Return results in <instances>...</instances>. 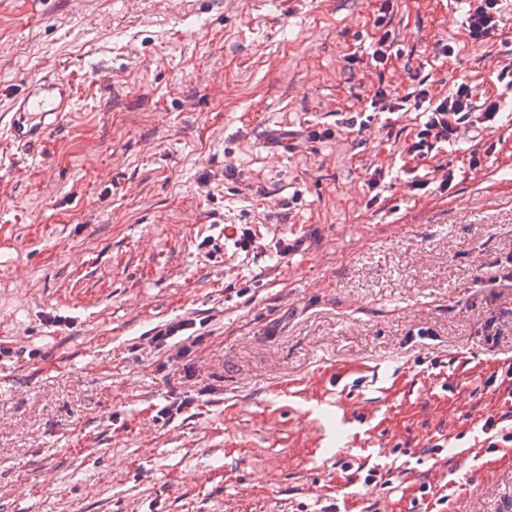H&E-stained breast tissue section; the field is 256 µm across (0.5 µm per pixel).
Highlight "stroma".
I'll return each instance as SVG.
<instances>
[{
  "label": "stroma",
  "instance_id": "1",
  "mask_svg": "<svg viewBox=\"0 0 512 512\" xmlns=\"http://www.w3.org/2000/svg\"><path fill=\"white\" fill-rule=\"evenodd\" d=\"M380 7L0 0V120L33 78L77 93L35 151L0 138V512H410L424 481L441 512H512V448L481 432L501 403L465 384L512 363V288L481 286L512 255V0L481 43L460 0H396L397 57L346 72ZM422 78L505 114L482 167L468 138L419 162L451 165L443 194L401 171L414 113L336 127ZM185 319L201 337L177 360L150 338ZM343 460L393 468L390 499ZM374 165L370 168H367V178L365 180L364 185L366 186L367 193L369 196L368 205L375 206L380 200L382 192L385 188V178L388 175L389 171H386L383 167H378Z\"/></svg>",
  "mask_w": 512,
  "mask_h": 512
}]
</instances>
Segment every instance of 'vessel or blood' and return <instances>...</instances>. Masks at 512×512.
Instances as JSON below:
<instances>
[{
	"mask_svg": "<svg viewBox=\"0 0 512 512\" xmlns=\"http://www.w3.org/2000/svg\"><path fill=\"white\" fill-rule=\"evenodd\" d=\"M74 102V87L67 80L44 76L30 81L25 91L11 102L6 125L10 142L35 147L72 111Z\"/></svg>",
	"mask_w": 512,
	"mask_h": 512,
	"instance_id": "b4317fda",
	"label": "vessel or blood"
}]
</instances>
